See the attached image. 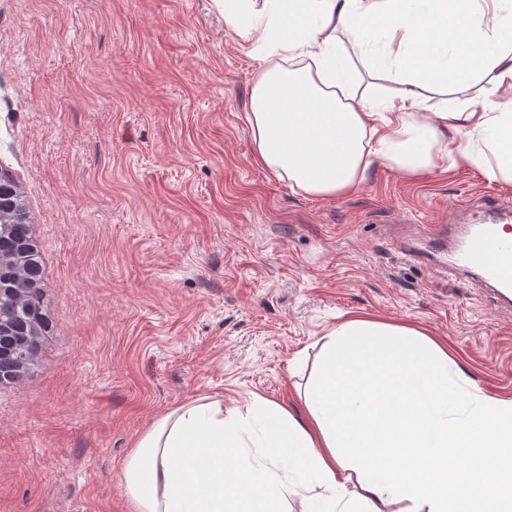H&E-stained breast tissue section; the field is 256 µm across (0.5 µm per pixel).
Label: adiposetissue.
<instances>
[{
    "instance_id": "ef3b65f1",
    "label": "adipose tissue",
    "mask_w": 512,
    "mask_h": 512,
    "mask_svg": "<svg viewBox=\"0 0 512 512\" xmlns=\"http://www.w3.org/2000/svg\"><path fill=\"white\" fill-rule=\"evenodd\" d=\"M261 62L247 121L255 159L307 194L358 189L373 159L417 177L447 129L462 161L512 182V0H215ZM391 83L374 103L355 59ZM478 87L480 109L427 94ZM304 411L199 398L165 414L124 468L133 512H512V399L471 381L413 327L349 316L319 340Z\"/></svg>"
}]
</instances>
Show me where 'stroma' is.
I'll list each match as a JSON object with an SVG mask.
<instances>
[{
  "label": "stroma",
  "mask_w": 512,
  "mask_h": 512,
  "mask_svg": "<svg viewBox=\"0 0 512 512\" xmlns=\"http://www.w3.org/2000/svg\"><path fill=\"white\" fill-rule=\"evenodd\" d=\"M263 49L213 0H0V169L20 184L49 319L0 383V512H132L130 448L198 397L298 408L318 339L367 314L426 332L482 392L512 399V298L411 260L512 200L457 138L416 179L374 160L317 198L254 159Z\"/></svg>",
  "instance_id": "1"
}]
</instances>
